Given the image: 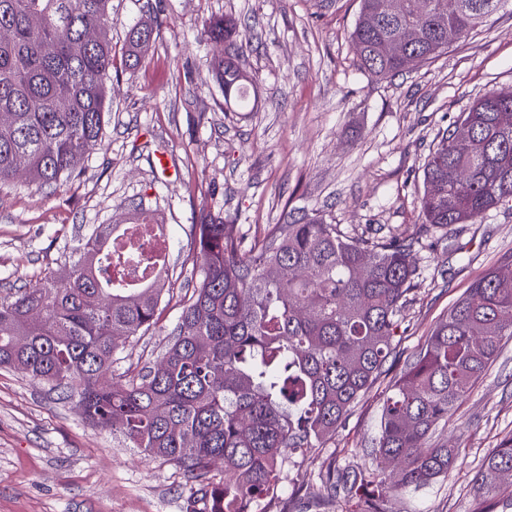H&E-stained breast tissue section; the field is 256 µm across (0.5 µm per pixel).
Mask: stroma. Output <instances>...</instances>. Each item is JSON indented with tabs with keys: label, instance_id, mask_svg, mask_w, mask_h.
I'll return each instance as SVG.
<instances>
[{
	"label": "stroma",
	"instance_id": "35a3bbf8",
	"mask_svg": "<svg viewBox=\"0 0 512 512\" xmlns=\"http://www.w3.org/2000/svg\"><path fill=\"white\" fill-rule=\"evenodd\" d=\"M359 0H112L110 113L79 177L57 189L26 178L0 188V297L66 276L80 240L125 223L130 206L167 224L170 273L144 336L119 340L110 381L159 360L195 277L194 224L223 217L254 234L322 211L351 237L412 240L411 301L384 372L325 447L291 455L265 512H323V463L359 471L382 399L408 358L471 284L512 263V207L477 224L432 227L418 205L435 143L478 97L512 85V5L441 56L383 80L360 68L350 34ZM232 15L256 40L239 62L250 112H228L211 70L230 44L202 41ZM154 36L134 68L121 57L138 22ZM512 435V340L454 408L436 440L458 449L447 478L396 499L394 512H473L472 479ZM190 485L172 465L85 421L75 403L17 368H0V512H185Z\"/></svg>",
	"mask_w": 512,
	"mask_h": 512
}]
</instances>
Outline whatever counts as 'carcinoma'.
Segmentation results:
<instances>
[{"instance_id":"obj_1","label":"carcinoma","mask_w":512,"mask_h":512,"mask_svg":"<svg viewBox=\"0 0 512 512\" xmlns=\"http://www.w3.org/2000/svg\"><path fill=\"white\" fill-rule=\"evenodd\" d=\"M111 0H0V185L24 167L38 188L81 173L108 115ZM507 0H360L352 41L361 69L388 78L403 56L426 62ZM97 31L82 43L86 29ZM215 42L250 46L251 28L209 22ZM153 28L134 24L124 56L138 63ZM229 112L250 105V77L235 57L217 60ZM433 227L474 224L512 207V88L479 98L442 133L418 198ZM116 224H100L64 284L46 276L0 298V367H18L76 400L88 422L161 458L191 484L186 512H263L288 456L323 448L373 387L391 354L414 287V242L352 238L316 211L268 224L250 241L224 218L195 225L199 275L163 357L123 382L101 384L115 337L145 335L161 297L124 272L166 255L112 253ZM512 338V263L476 280L432 330L383 398L371 466L343 475L344 512H390V498L448 475L458 449L428 441ZM224 478L211 475L214 460ZM512 436L474 477L473 512L512 507Z\"/></svg>"}]
</instances>
